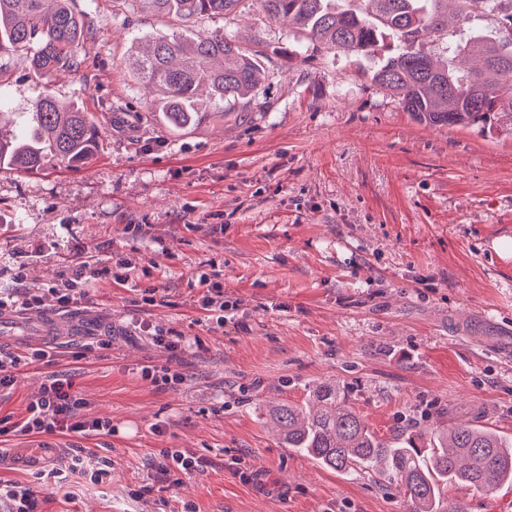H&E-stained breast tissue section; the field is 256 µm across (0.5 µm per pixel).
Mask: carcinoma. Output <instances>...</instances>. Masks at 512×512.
Wrapping results in <instances>:
<instances>
[{
  "label": "carcinoma",
  "instance_id": "cac0c4a2",
  "mask_svg": "<svg viewBox=\"0 0 512 512\" xmlns=\"http://www.w3.org/2000/svg\"><path fill=\"white\" fill-rule=\"evenodd\" d=\"M72 0H0V57H20L48 78L76 72L84 60L77 46L84 22ZM145 11L179 24L205 15L227 16L241 0H134ZM365 7L336 11V0H261L274 19L295 25L314 46L341 49L375 62L371 80L393 93L413 119L441 126H468L494 119L512 123V0H363ZM473 33L464 45H448L445 60L425 51L431 38L448 31V5ZM493 17L497 26L482 22ZM459 53H475L479 68L458 74ZM129 64L139 84L175 128L206 116V93L215 111L249 95L258 83L254 52L216 32L197 39L158 35L144 52L130 49ZM98 147L88 113L46 94L34 102L32 122L17 140L0 138V163L40 172L51 163L76 166ZM268 421L288 447L336 472L365 471L396 484L407 512L440 509L448 484L490 492L512 483V438L496 430L458 423L383 438L373 432L345 395L332 385L317 387L302 405L270 407Z\"/></svg>",
  "mask_w": 512,
  "mask_h": 512
}]
</instances>
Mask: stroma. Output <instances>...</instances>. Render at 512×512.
Here are the masks:
<instances>
[{"instance_id": "obj_1", "label": "stroma", "mask_w": 512, "mask_h": 512, "mask_svg": "<svg viewBox=\"0 0 512 512\" xmlns=\"http://www.w3.org/2000/svg\"><path fill=\"white\" fill-rule=\"evenodd\" d=\"M87 33L80 71L44 80L24 60L0 77V135L22 134L44 94L92 116L99 148L72 169L0 166V286L37 292L80 255L104 272L69 310L94 322L47 341V363L19 366L0 418L20 420L45 373L65 374L109 436H59L65 453L112 461L110 482L38 472L41 512H404L396 485L339 474L300 455L265 423L266 407L336 385L377 434L467 420L512 436V131L431 127L374 84L368 58L308 47L259 0L190 26L135 0H75ZM257 44L260 81L225 113L173 128L125 64L132 41L214 31ZM132 261L128 280L108 274ZM217 274L224 325L204 319L202 273ZM155 289L153 304L141 301ZM190 336L172 354L156 332ZM185 376L178 389L143 367ZM208 462L174 484L161 449ZM243 459L244 480L230 464ZM150 493H142V486ZM465 512H512V485L448 489Z\"/></svg>"}]
</instances>
